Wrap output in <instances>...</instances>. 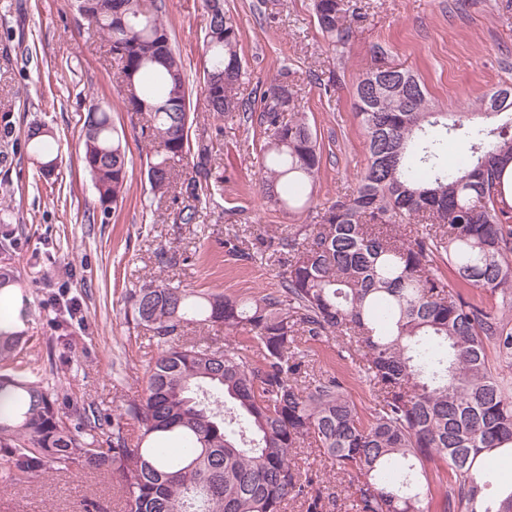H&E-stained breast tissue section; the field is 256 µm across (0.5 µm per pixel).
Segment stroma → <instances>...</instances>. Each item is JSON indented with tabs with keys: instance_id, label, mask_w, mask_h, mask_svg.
<instances>
[{
	"instance_id": "1",
	"label": "stroma",
	"mask_w": 512,
	"mask_h": 512,
	"mask_svg": "<svg viewBox=\"0 0 512 512\" xmlns=\"http://www.w3.org/2000/svg\"><path fill=\"white\" fill-rule=\"evenodd\" d=\"M360 15L346 49L328 46L312 0H224L239 28L247 71L242 98L289 68L301 109L318 134L323 158L314 187L321 204L354 185L367 164L363 129L352 107L359 78L375 65L373 48L390 65L418 75L443 112L466 111L491 87L512 85V0H353ZM166 21L191 79L207 63L202 0H165ZM334 78L331 95L318 79ZM121 78L103 37L76 12L75 0H0V265L21 285L0 297V313L28 306L31 341L20 371L49 378L59 390L113 409L140 394L157 347L145 328L127 324L126 294L146 276L228 294L276 290L286 266L268 258L228 255L225 240L250 244L261 235L287 236L308 214L263 207L259 196V127L196 109L192 143L209 144L224 171V192L199 220L181 223L192 160L174 173L172 200L153 207L140 120L120 93ZM109 109L132 159L124 202L101 220L91 175L82 162L84 115ZM53 130L61 160L55 186L39 180L24 140L33 122ZM170 260L159 263L158 253ZM81 318L55 327L64 299ZM107 474L47 473L30 489L0 493V512H118Z\"/></svg>"
}]
</instances>
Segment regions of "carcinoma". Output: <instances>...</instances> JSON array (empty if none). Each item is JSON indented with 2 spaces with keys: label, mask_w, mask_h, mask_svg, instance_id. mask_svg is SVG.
<instances>
[{
  "label": "carcinoma",
  "mask_w": 512,
  "mask_h": 512,
  "mask_svg": "<svg viewBox=\"0 0 512 512\" xmlns=\"http://www.w3.org/2000/svg\"><path fill=\"white\" fill-rule=\"evenodd\" d=\"M123 77L127 111L141 116L154 197L191 154L192 85L163 18L164 0H81ZM348 0H313L328 44L353 38ZM208 63L203 108L234 117L245 72L239 29L219 0H203ZM260 199L276 211L303 195L322 166L317 134L288 69L260 92ZM353 105L367 164L355 188L323 204L319 224L258 241L287 256L281 288L258 295L183 288L150 278L130 292L132 321L160 347L143 393L110 415L92 403L68 412L61 395L14 363L30 341L0 318V489L23 490L46 472L117 476L120 512H512V490L494 494L488 459L512 454V86L475 111L439 112L411 72L369 71ZM53 134L29 126L25 145L42 178L58 167ZM459 161H448V140ZM179 211L193 223L224 172L207 145ZM102 219L123 202L129 159L111 113L90 105L83 156ZM448 265L453 277L443 275ZM20 277L0 266V293ZM490 296L496 308L485 303ZM244 330L218 346L185 339V327ZM333 337L374 406L365 413L339 373H316L302 342ZM322 453L348 479L333 497L302 467V448Z\"/></svg>",
  "instance_id": "cac0c4a2"
}]
</instances>
